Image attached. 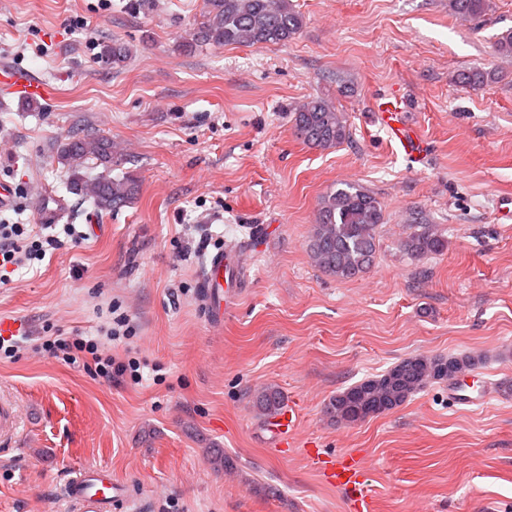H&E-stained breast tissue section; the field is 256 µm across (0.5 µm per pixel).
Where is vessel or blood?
<instances>
[{
	"label": "vessel or blood",
	"instance_id": "vessel-or-blood-1",
	"mask_svg": "<svg viewBox=\"0 0 512 512\" xmlns=\"http://www.w3.org/2000/svg\"><path fill=\"white\" fill-rule=\"evenodd\" d=\"M23 100L48 98L47 86L28 73L0 66V88ZM384 127L407 156L423 155L426 145L416 129L404 118L399 101L383 99L375 106ZM244 274L238 253L221 250L207 261L201 274L205 303L213 321L222 322L236 301ZM272 428L286 443H293L298 432V410L288 406L273 421ZM310 459L324 479L347 493L348 512H372L373 502L368 473L362 457L354 453L326 455L311 451ZM64 499L73 512H130L133 499L126 484L113 478L109 469L89 466L67 482Z\"/></svg>",
	"mask_w": 512,
	"mask_h": 512
}]
</instances>
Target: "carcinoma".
Instances as JSON below:
<instances>
[{
  "mask_svg": "<svg viewBox=\"0 0 512 512\" xmlns=\"http://www.w3.org/2000/svg\"><path fill=\"white\" fill-rule=\"evenodd\" d=\"M449 11L477 17L486 12L489 0H448ZM303 17L291 0H206L204 21L192 37L180 44L184 50L202 44L252 47L285 43L298 35ZM130 48L119 42L105 45L101 58L114 69L124 67ZM294 131L303 143L318 149L333 148L349 138L343 113L322 97L303 103L293 115ZM112 142L93 134L73 137L60 146L58 157L70 173L73 194L92 199L93 205L108 211L134 199L136 186L128 178L100 175L89 181L82 169L94 158L112 166ZM384 213L376 196L352 182H339L318 203L315 224L307 243L312 262L324 273L338 279L360 277L374 266ZM402 238L403 253L421 260L443 251L445 241L432 224H409ZM475 366V359L463 356L407 357L383 373L367 377L329 399L324 412L330 418L355 424L391 411L429 384L447 383L458 373ZM255 405L264 419L274 418L284 398L273 387L261 390Z\"/></svg>",
  "mask_w": 512,
  "mask_h": 512,
  "instance_id": "1",
  "label": "carcinoma"
}]
</instances>
